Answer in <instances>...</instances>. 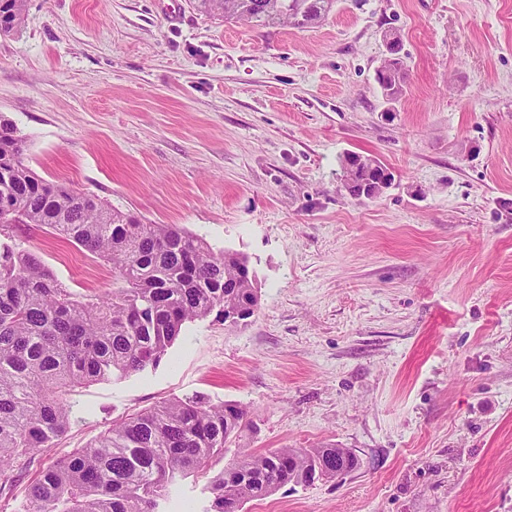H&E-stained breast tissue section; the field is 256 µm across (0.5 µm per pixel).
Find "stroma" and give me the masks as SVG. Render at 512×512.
<instances>
[{"mask_svg":"<svg viewBox=\"0 0 512 512\" xmlns=\"http://www.w3.org/2000/svg\"><path fill=\"white\" fill-rule=\"evenodd\" d=\"M392 32L408 79L390 104L375 73ZM0 119L40 177L244 253L260 286L246 324L188 323L158 366L77 388L0 512H24L56 456L194 395L250 409L241 447L360 460L244 512H512V0H336L307 28L194 0H26L0 35ZM352 152L392 187L351 197ZM17 234L77 296L111 291V264ZM233 459L163 512L207 506ZM350 160H354L356 166H363L374 176L375 180L372 182L374 183V188L372 192L369 193L370 195L378 196L393 185L394 175L392 171L380 160L364 155L352 156Z\"/></svg>","mask_w":512,"mask_h":512,"instance_id":"35a3bbf8","label":"stroma"}]
</instances>
